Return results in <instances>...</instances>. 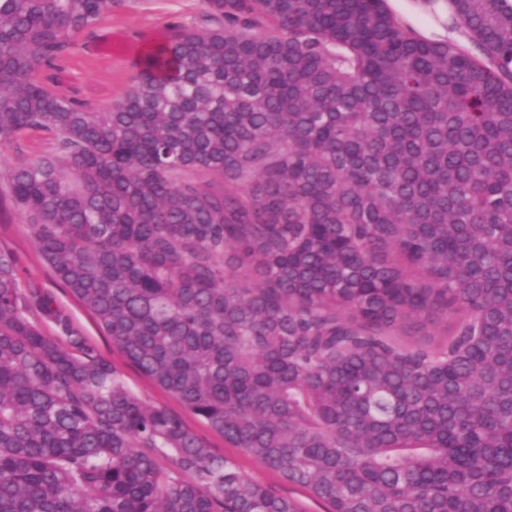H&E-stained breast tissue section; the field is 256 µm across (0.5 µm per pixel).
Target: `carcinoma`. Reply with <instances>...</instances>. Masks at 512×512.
Masks as SVG:
<instances>
[{
	"label": "carcinoma",
	"mask_w": 512,
	"mask_h": 512,
	"mask_svg": "<svg viewBox=\"0 0 512 512\" xmlns=\"http://www.w3.org/2000/svg\"><path fill=\"white\" fill-rule=\"evenodd\" d=\"M114 3L0 0V195L56 280L330 512H512V0L445 3L468 46L387 0H205L94 111L40 73ZM0 512L301 508L131 392L0 251Z\"/></svg>",
	"instance_id": "1"
}]
</instances>
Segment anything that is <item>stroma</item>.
<instances>
[{
    "label": "stroma",
    "mask_w": 512,
    "mask_h": 512,
    "mask_svg": "<svg viewBox=\"0 0 512 512\" xmlns=\"http://www.w3.org/2000/svg\"><path fill=\"white\" fill-rule=\"evenodd\" d=\"M204 11L202 0H121L120 6L114 7L111 19L101 25L99 35L105 44L104 50L92 57L82 52L74 53L65 63L60 80L54 83V90L77 96L96 108L112 104L126 91L143 43L162 38L168 23L180 21L190 25L199 22ZM0 250L13 254L24 278L35 281L55 297L72 328L116 368L134 394L179 415L186 427L202 438L216 455L230 461L250 480L292 497L303 512H328L325 504L314 500L305 491L283 483L275 472L240 449L225 444L221 434L212 431L165 390L131 367L94 317L55 280L27 236L21 216L6 203L0 204Z\"/></svg>",
    "instance_id": "1"
}]
</instances>
